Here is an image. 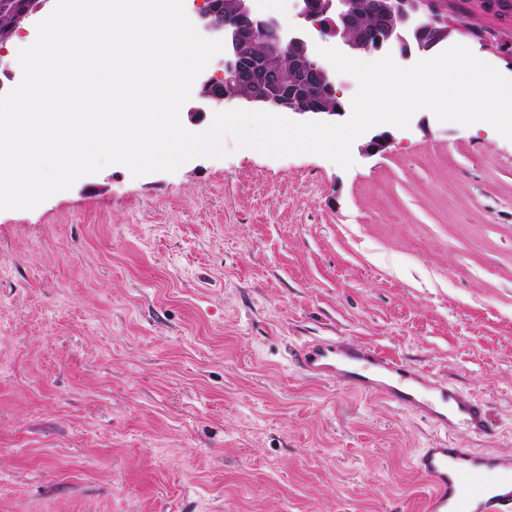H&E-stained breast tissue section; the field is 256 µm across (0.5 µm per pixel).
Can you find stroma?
I'll use <instances>...</instances> for the list:
<instances>
[{"label": "stroma", "instance_id": "stroma-1", "mask_svg": "<svg viewBox=\"0 0 512 512\" xmlns=\"http://www.w3.org/2000/svg\"><path fill=\"white\" fill-rule=\"evenodd\" d=\"M512 77V21L448 0ZM350 168L120 165L0 211V512H424L413 459L512 452V140L416 113ZM336 338L483 404L486 433L311 377Z\"/></svg>", "mask_w": 512, "mask_h": 512}]
</instances>
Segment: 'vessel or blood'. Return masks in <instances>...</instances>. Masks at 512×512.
Instances as JSON below:
<instances>
[{
    "label": "vessel or blood",
    "instance_id": "b4317fda",
    "mask_svg": "<svg viewBox=\"0 0 512 512\" xmlns=\"http://www.w3.org/2000/svg\"><path fill=\"white\" fill-rule=\"evenodd\" d=\"M300 358L308 374L352 386L364 393L384 391L390 401L424 413L439 428H449L447 416L431 408V401H452L459 421L482 433L488 420L480 403L431 382L375 348H350L333 339L305 343ZM413 465L431 483L425 512H512V454H483L470 448L441 444L422 449Z\"/></svg>",
    "mask_w": 512,
    "mask_h": 512
}]
</instances>
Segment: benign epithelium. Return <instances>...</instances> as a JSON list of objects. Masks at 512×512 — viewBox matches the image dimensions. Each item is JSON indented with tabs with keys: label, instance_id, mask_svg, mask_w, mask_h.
<instances>
[{
	"label": "benign epithelium",
	"instance_id": "benign-epithelium-1",
	"mask_svg": "<svg viewBox=\"0 0 512 512\" xmlns=\"http://www.w3.org/2000/svg\"><path fill=\"white\" fill-rule=\"evenodd\" d=\"M52 0H0V17L5 16L16 32H21ZM297 17L309 23L321 36L342 44L348 53H378L398 44L402 56L412 52L428 54L448 44L465 26L448 19L447 0H376L373 12L385 20L383 33L371 41L361 33L363 0H320L315 11L309 0H296ZM425 21L415 31L430 32L429 42L413 49L409 45L405 23L412 17ZM201 26L222 35L224 57L220 72L202 75L196 93L197 112L219 108L227 103L288 114L298 118H320L327 121L343 117L347 108L313 107L308 103L306 84L316 77L319 84L333 87L335 80L314 54L312 44L301 30L285 31L279 22L266 15L256 0H204L198 13ZM258 46L256 52L252 47ZM290 67L284 68V58ZM256 62L271 78L267 94L255 96L243 91V70Z\"/></svg>",
	"mask_w": 512,
	"mask_h": 512
}]
</instances>
